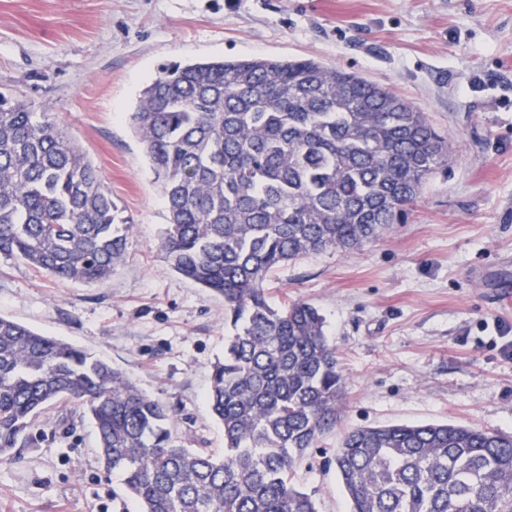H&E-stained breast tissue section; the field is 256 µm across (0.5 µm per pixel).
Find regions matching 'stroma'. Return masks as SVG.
<instances>
[{
    "instance_id": "stroma-1",
    "label": "stroma",
    "mask_w": 512,
    "mask_h": 512,
    "mask_svg": "<svg viewBox=\"0 0 512 512\" xmlns=\"http://www.w3.org/2000/svg\"><path fill=\"white\" fill-rule=\"evenodd\" d=\"M311 58L363 75L448 133L447 166L400 224L342 254L273 271L268 301L317 307L344 369L336 429L295 466L319 512H346L334 464L347 430L449 421L512 431V0H0V87L51 113L131 219L125 257L96 285L0 258V315L108 360L172 410L177 444L224 450L204 395L230 328L224 299L176 273L167 222L128 119L161 64ZM35 447L0 462V512H139L102 470L70 403Z\"/></svg>"
}]
</instances>
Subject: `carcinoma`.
<instances>
[{
    "label": "carcinoma",
    "instance_id": "carcinoma-1",
    "mask_svg": "<svg viewBox=\"0 0 512 512\" xmlns=\"http://www.w3.org/2000/svg\"><path fill=\"white\" fill-rule=\"evenodd\" d=\"M129 117L167 212L164 258L224 296L232 334L206 395L224 457L176 444L171 410L122 371L0 315V458L30 447L43 412L70 402L140 512H319L293 468L336 427L345 375L318 309L273 306L263 282L304 255L381 238L452 142L391 89L309 58L172 62ZM131 228L51 113L0 91V256L99 284ZM335 463L348 512H512V433L357 427Z\"/></svg>",
    "mask_w": 512,
    "mask_h": 512
}]
</instances>
